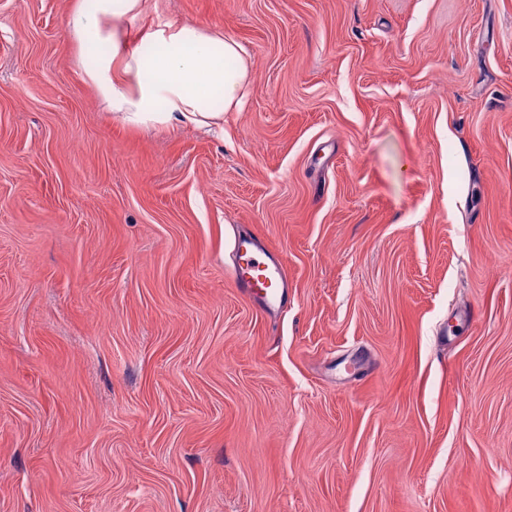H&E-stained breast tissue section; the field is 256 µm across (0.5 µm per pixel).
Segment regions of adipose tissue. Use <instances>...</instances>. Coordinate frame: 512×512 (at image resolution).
I'll return each instance as SVG.
<instances>
[{
  "label": "adipose tissue",
  "instance_id": "ef3b65f1",
  "mask_svg": "<svg viewBox=\"0 0 512 512\" xmlns=\"http://www.w3.org/2000/svg\"><path fill=\"white\" fill-rule=\"evenodd\" d=\"M140 4L83 0L69 16L67 28L78 40L109 46L86 68L87 79L127 124L223 127L225 113L242 110L251 85L244 47L188 25L147 32L143 47H130L112 21L137 13Z\"/></svg>",
  "mask_w": 512,
  "mask_h": 512
}]
</instances>
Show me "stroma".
<instances>
[{"label": "stroma", "instance_id": "35a3bbf8", "mask_svg": "<svg viewBox=\"0 0 512 512\" xmlns=\"http://www.w3.org/2000/svg\"><path fill=\"white\" fill-rule=\"evenodd\" d=\"M78 4L0 0V512H512V0L117 18L246 48L220 131L123 123ZM231 276L235 288L265 311H274L288 301V286L280 264L267 256L251 235L235 240Z\"/></svg>", "mask_w": 512, "mask_h": 512}]
</instances>
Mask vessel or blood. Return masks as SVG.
Wrapping results in <instances>:
<instances>
[{"instance_id":"obj_1","label":"vessel or blood","mask_w":512,"mask_h":512,"mask_svg":"<svg viewBox=\"0 0 512 512\" xmlns=\"http://www.w3.org/2000/svg\"><path fill=\"white\" fill-rule=\"evenodd\" d=\"M231 276L235 288L266 312L283 307L288 286L280 264L267 256L259 240L250 235L236 239Z\"/></svg>"}]
</instances>
